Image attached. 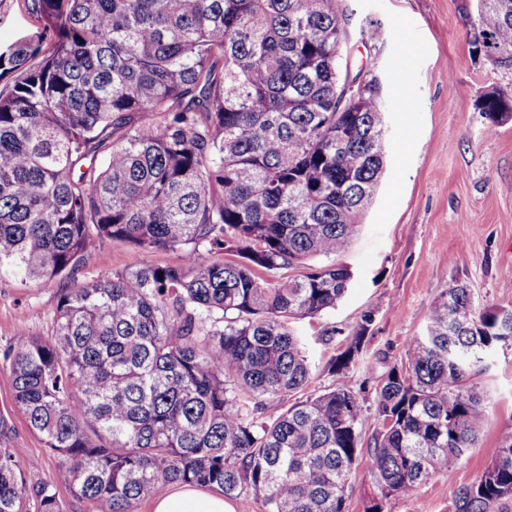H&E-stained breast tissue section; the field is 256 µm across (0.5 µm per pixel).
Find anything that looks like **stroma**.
I'll return each mask as SVG.
<instances>
[{"instance_id":"35a3bbf8","label":"stroma","mask_w":512,"mask_h":512,"mask_svg":"<svg viewBox=\"0 0 512 512\" xmlns=\"http://www.w3.org/2000/svg\"><path fill=\"white\" fill-rule=\"evenodd\" d=\"M352 64L371 67L383 86L386 167L357 236L340 255L353 278L337 304L291 323L311 364L310 392L353 382L377 383L421 335L430 306L446 289L467 284L479 307L512 305V121L488 132L479 96L512 93V71L470 52L475 0H344ZM380 29L376 46L361 42L366 24ZM51 33L27 0H0V51L25 42L48 49ZM130 250L111 242L71 276L26 286L0 279V352L16 336L48 337L59 298L75 285L110 276ZM372 313L364 347L367 367L341 376L329 369L346 336ZM489 402L476 447L452 479L434 475L384 512H452L457 488L491 462L501 431L512 425V347L498 349L478 378ZM0 442L16 448L19 467L46 481L56 457L16 406L9 365L0 361Z\"/></svg>"}]
</instances>
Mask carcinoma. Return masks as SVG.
Masks as SVG:
<instances>
[{
    "mask_svg": "<svg viewBox=\"0 0 512 512\" xmlns=\"http://www.w3.org/2000/svg\"><path fill=\"white\" fill-rule=\"evenodd\" d=\"M50 51L0 52V273L53 281L109 242L135 261L65 291L48 338L3 354L14 399L99 512H137L160 484L251 495L265 512H345L367 448L384 512L434 474L454 476L488 402L475 382L512 346V307H476L457 284L375 386L304 395L311 367L290 320L333 309L385 157L381 81L348 70L341 0H31ZM471 53L512 69V0H477ZM40 58L36 65L30 64ZM365 74L346 101L341 75ZM489 131L512 97L483 93ZM178 249L177 266L141 255ZM298 276L269 282L262 271ZM366 313L332 360L362 359ZM288 404L273 421L267 401ZM254 402L246 411L244 402ZM512 501V427L453 512ZM63 512L56 484L0 448V512Z\"/></svg>",
    "mask_w": 512,
    "mask_h": 512,
    "instance_id": "obj_1",
    "label": "carcinoma"
}]
</instances>
